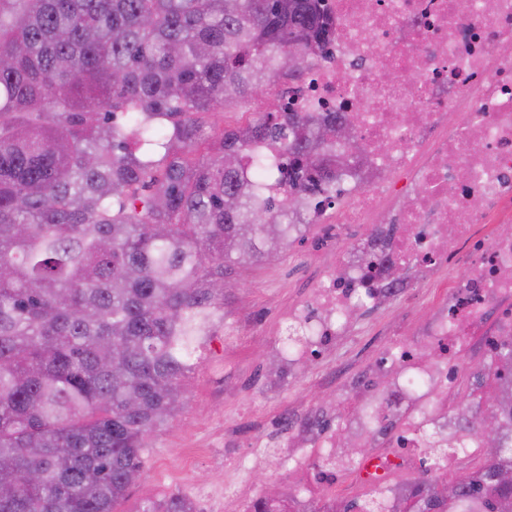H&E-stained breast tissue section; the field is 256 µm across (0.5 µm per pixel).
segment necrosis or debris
Masks as SVG:
<instances>
[{
	"label": "necrosis or debris",
	"instance_id": "4bbe7bcc",
	"mask_svg": "<svg viewBox=\"0 0 512 512\" xmlns=\"http://www.w3.org/2000/svg\"><path fill=\"white\" fill-rule=\"evenodd\" d=\"M330 42L297 80L272 82L275 106L337 112L356 126L345 204L308 213L362 224L323 272L314 298L292 308L303 355L322 359L370 304L406 301L447 274L444 296L417 338L354 379L337 412L283 417L274 441L303 489L280 512H334L326 496L347 476L359 496L426 475L424 436L457 433V407L476 392L473 359L494 360L512 333V0H326ZM393 80H385V72ZM372 453L346 474L336 438Z\"/></svg>",
	"mask_w": 512,
	"mask_h": 512
}]
</instances>
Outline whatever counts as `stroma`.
<instances>
[{
    "label": "stroma",
    "mask_w": 512,
    "mask_h": 512,
    "mask_svg": "<svg viewBox=\"0 0 512 512\" xmlns=\"http://www.w3.org/2000/svg\"><path fill=\"white\" fill-rule=\"evenodd\" d=\"M314 225L279 255L236 268L237 288L224 300V326L202 348L198 372L185 386L182 410L169 427L155 433L144 471L117 512H139L151 502L179 493L198 512H218L224 498V456L238 448L250 459L241 478L251 488L287 483L275 454L251 456L253 443L273 437L284 415H304L312 406H330L347 380L374 367L395 330L417 331L427 308L389 303L356 313L348 336L332 356L276 376L285 343V314L312 299L324 253L309 251L322 237Z\"/></svg>",
    "instance_id": "stroma-1"
}]
</instances>
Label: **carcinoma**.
I'll list each match as a JSON object with an SVG mask.
<instances>
[{"label": "carcinoma", "mask_w": 512, "mask_h": 512, "mask_svg": "<svg viewBox=\"0 0 512 512\" xmlns=\"http://www.w3.org/2000/svg\"><path fill=\"white\" fill-rule=\"evenodd\" d=\"M326 0H0V512H115L224 324L235 268L334 201V112L250 104L325 50ZM304 60L295 68L297 53ZM512 371V336L494 358ZM477 480L422 481L400 512H512V390ZM141 512H196L172 494Z\"/></svg>", "instance_id": "cac0c4a2"}]
</instances>
